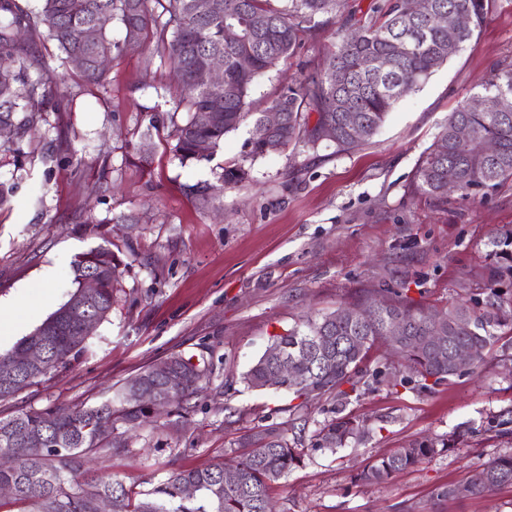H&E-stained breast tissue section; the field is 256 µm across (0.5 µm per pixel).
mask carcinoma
<instances>
[{
  "label": "carcinoma",
  "mask_w": 512,
  "mask_h": 512,
  "mask_svg": "<svg viewBox=\"0 0 512 512\" xmlns=\"http://www.w3.org/2000/svg\"><path fill=\"white\" fill-rule=\"evenodd\" d=\"M194 3L42 0L41 10L34 14L20 0H0V125L12 123L15 112L62 109V101L53 96L42 75L46 63L23 54L19 34L39 33L54 42L64 62L75 55L85 57L84 76L100 83L105 69L98 65V58L114 59L132 49L128 35L133 33L137 48L155 40L157 54L179 81V99L170 115L173 152L184 164L205 160L207 155L196 150L198 142L208 143L212 153L247 118L256 124L262 121L266 110L253 109L250 101L257 78L281 70L302 48L305 36L342 16L337 40L317 67L289 78L271 102L280 109L282 122L268 140L250 142V155L279 153L300 142L314 147L319 143L315 132L326 124L336 131L331 142L344 151L372 138L403 97L399 87L405 85L409 92L420 87L485 25L488 14L487 0H426L418 17L407 11V0L375 2L360 16L354 10L346 11L345 0H285L281 7L273 6L271 0H212V11L206 15L198 13ZM448 11L470 15L469 27L450 29L440 24V14ZM102 15L123 26V39L112 40L103 28L95 42L84 41V31ZM226 18L246 29L253 20L262 21L263 26L247 43H226ZM406 39L414 40L412 50L397 49L396 44ZM246 52L253 60L250 75L238 68V58ZM215 54L224 56V85L209 87L200 83L198 68ZM33 71L37 76L31 75ZM479 88V95L497 101L499 109L475 112L466 101L450 114L416 171L417 189L430 197L445 198L450 183L468 196L512 178V68L495 71ZM180 111L187 113L181 122L177 120ZM462 127L470 130L475 142L468 154L455 149V136ZM486 142L495 145L494 155L482 153ZM246 179L247 172L235 165L222 168L219 175L224 187H236ZM486 246L484 286L467 300L448 307H425L401 291L388 289L385 306L368 323L350 321L336 309L307 314L287 333L272 337L271 343L288 347L298 379L296 383L283 380V388L307 401L318 402L325 396L335 401V418L314 431L318 448L334 452L365 437L363 421L347 407L359 397L362 363L368 353L382 347L383 359H388L392 344L386 328L393 316L402 317L408 326L401 355L407 374L390 371L388 364L373 372L392 389L415 381L419 391L432 393L452 382L459 376L448 366L456 348L473 353L472 371L485 369L492 358L507 367L512 378V342L502 341L504 334L512 335V226L497 229ZM72 272V299L81 292L82 279L89 273L96 275L99 288L87 313L100 322L107 319L121 287L124 262L112 249L99 245L78 256ZM66 307L64 303L48 315L14 350L0 354V401L87 352L78 321L61 325L51 336L40 335ZM436 323L448 336L446 345L441 349L418 345L415 337L428 335ZM33 342L44 350L39 364L26 355V345ZM163 362L183 379L182 387L172 392L175 413L180 416L195 410L192 399L200 395L201 382L211 370L180 354ZM273 369L263 354L242 374V381L249 388L262 387ZM136 385L150 399L168 393L165 374L152 364L127 378L99 404L70 410L48 405L0 418V456L12 458L9 466L0 467V487L13 488L7 500L0 499V510L7 506V512H99L100 500L107 498L112 512H275L269 488L303 462V425L291 439L275 423L243 434L240 445L249 452L238 460L239 479L228 488L224 487L222 463L171 472L152 488L140 491L122 479L87 468L97 454L132 453L122 435L151 422L146 401L129 397ZM476 432L477 427L463 423L445 435L412 443L375 459L352 482L384 481L424 458L457 447ZM22 439L31 444L25 454L18 455L14 448ZM481 475L477 482L442 486L437 497L463 499L512 486V451L495 457ZM188 485L194 487L191 495L184 493Z\"/></svg>",
  "instance_id": "carcinoma-1"
}]
</instances>
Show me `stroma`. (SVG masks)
Returning <instances> with one entry per match:
<instances>
[{
  "instance_id": "obj_1",
  "label": "stroma",
  "mask_w": 512,
  "mask_h": 512,
  "mask_svg": "<svg viewBox=\"0 0 512 512\" xmlns=\"http://www.w3.org/2000/svg\"><path fill=\"white\" fill-rule=\"evenodd\" d=\"M338 20L306 39L285 72L254 83L264 107L284 75L316 67L335 40ZM30 50L50 65L63 98L17 137L0 136V182L14 195L0 207V353L11 351L74 289L72 264L106 245L127 268L109 318L93 329L90 349L67 368L0 401V418L47 405L99 403L110 387L179 353L212 368L209 396L179 422L143 431L133 454L102 456L98 473L150 488L167 473L236 461L245 430L289 427L296 401L284 390L248 388L241 375L271 336L306 313H327L385 288L439 307L477 287L489 235L512 225V178L471 197L436 200L416 189L424 151L457 106L496 67L512 65V0H489L488 20L464 49L420 89L404 96L365 143L337 151L291 147L249 155L252 121L229 133L211 160L181 164L172 152L168 112L177 83L153 46L111 61L103 83L61 64L53 42ZM157 115H149V108ZM242 166L244 186L216 193L201 207L191 188L216 184L221 167ZM370 430L362 442L307 451L302 464L272 483L278 512H512V487L485 497L440 500L435 492L471 480L512 434L480 432L377 485L352 474L376 457L462 423L512 409V381L488 365L422 393L369 382L352 405Z\"/></svg>"
}]
</instances>
